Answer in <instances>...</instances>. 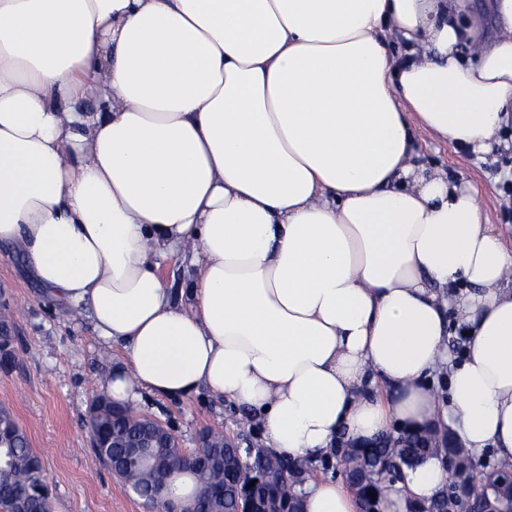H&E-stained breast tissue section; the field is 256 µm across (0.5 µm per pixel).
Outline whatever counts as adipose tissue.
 <instances>
[{
    "label": "adipose tissue",
    "instance_id": "ef3b65f1",
    "mask_svg": "<svg viewBox=\"0 0 512 512\" xmlns=\"http://www.w3.org/2000/svg\"><path fill=\"white\" fill-rule=\"evenodd\" d=\"M490 9L467 58L468 0H0V243L122 350L113 402L206 389L296 459L396 424L512 460V249L416 151L512 125V0ZM447 479L428 460L384 512ZM299 494L358 512L336 479ZM161 272L171 283L172 288H176L177 293L179 288H187L192 276V269L188 267L187 263L181 259L167 260L162 263Z\"/></svg>",
    "mask_w": 512,
    "mask_h": 512
}]
</instances>
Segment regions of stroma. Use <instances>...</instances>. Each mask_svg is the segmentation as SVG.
I'll return each instance as SVG.
<instances>
[{
	"instance_id": "1",
	"label": "stroma",
	"mask_w": 512,
	"mask_h": 512,
	"mask_svg": "<svg viewBox=\"0 0 512 512\" xmlns=\"http://www.w3.org/2000/svg\"><path fill=\"white\" fill-rule=\"evenodd\" d=\"M426 162L478 189L482 209L512 248V141L479 159L465 148L424 136ZM7 304L18 339L15 363L0 369V408L11 412L39 455L53 495V512H146L96 456L87 411L99 384L119 366L120 348L97 338L87 315L67 312L41 293L20 246H0V304ZM136 408L168 424L186 448L206 429L242 435L261 447L259 427L207 392L186 400L142 395Z\"/></svg>"
}]
</instances>
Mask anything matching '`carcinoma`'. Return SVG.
I'll return each instance as SVG.
<instances>
[{"label": "carcinoma", "mask_w": 512, "mask_h": 512, "mask_svg": "<svg viewBox=\"0 0 512 512\" xmlns=\"http://www.w3.org/2000/svg\"><path fill=\"white\" fill-rule=\"evenodd\" d=\"M142 419L128 413V408L113 403L100 405L91 415V431L98 436L96 454L107 465L123 449L112 447V435L131 439L136 435ZM0 427L7 440L0 443V507L27 506L38 512H52L51 493H39L47 485L42 463L33 452L28 436L7 410H0ZM202 439L212 444L199 448L202 458L172 455L168 468L184 472L191 486L180 482L175 492L190 491L201 512H236L237 487L254 478L260 479L257 490L277 509L288 502L290 512L300 510L292 489L303 484L312 475L325 474L334 469L340 472L349 486L358 493L360 512H379L382 492L387 485L402 478L407 468H413L429 459L446 463L448 482L439 495L428 503L416 502L410 512H482V503L489 498L503 509L512 508V462L499 460L492 464L480 485L473 484L476 463L468 450L449 430L401 429L388 433L379 441L364 448L340 453L334 449L319 463L294 459L285 454L266 452L253 456V469H240L224 461V436L208 431ZM157 473L150 464H138L117 472L123 486L141 492L140 498L149 500L148 492ZM376 499H371V496Z\"/></svg>", "instance_id": "1"}]
</instances>
